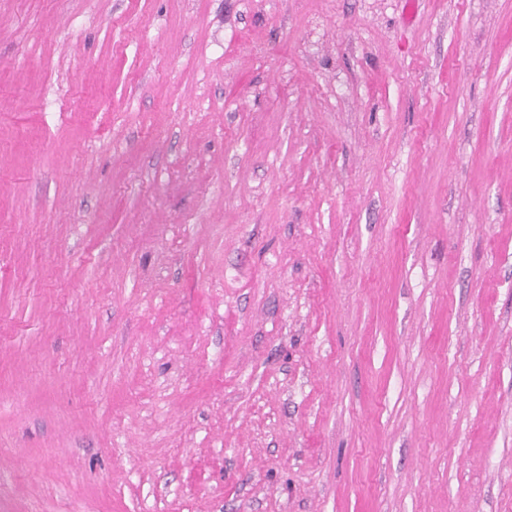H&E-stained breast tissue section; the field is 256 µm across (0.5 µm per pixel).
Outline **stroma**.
<instances>
[{"label": "stroma", "mask_w": 512, "mask_h": 512, "mask_svg": "<svg viewBox=\"0 0 512 512\" xmlns=\"http://www.w3.org/2000/svg\"><path fill=\"white\" fill-rule=\"evenodd\" d=\"M0 512H512V0H0Z\"/></svg>", "instance_id": "1"}]
</instances>
